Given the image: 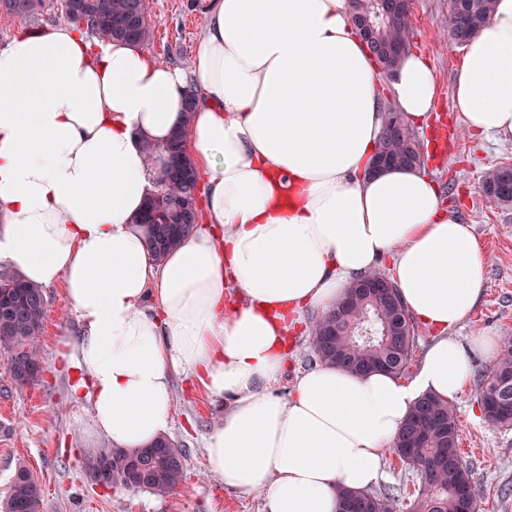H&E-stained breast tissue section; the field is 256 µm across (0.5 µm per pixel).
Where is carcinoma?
Returning a JSON list of instances; mask_svg holds the SVG:
<instances>
[{"instance_id": "1", "label": "carcinoma", "mask_w": 512, "mask_h": 512, "mask_svg": "<svg viewBox=\"0 0 512 512\" xmlns=\"http://www.w3.org/2000/svg\"><path fill=\"white\" fill-rule=\"evenodd\" d=\"M352 21L359 26L374 23L375 44H398L402 54L392 58L388 68L397 69L402 56L412 51L409 13L392 17L377 14L376 0H351ZM495 0H449L448 39L465 45L493 12ZM51 9L58 19L84 26L95 38L130 40L141 45L151 40V23L146 0H0V10L35 13ZM397 111L385 115L384 131L375 157L385 156L398 167L422 164L420 139L406 123L394 129ZM169 166L158 180L139 217L156 260L161 261L177 246L181 236L192 228L194 216L186 213V198L192 195L197 178L193 160L183 151L182 140L174 138L163 147ZM484 196L495 204H512V166L489 170L481 185ZM386 274L372 269L349 287L355 299L349 306H338L319 316L311 327V360L340 365L349 370H380L399 375L409 363L415 345V330L396 287L385 296L359 291L373 279ZM46 313L42 289L8 272H0V352L8 354V367L14 383L30 385L37 378L40 364L39 342ZM477 398L492 400V421L500 428L512 427V337L504 339L499 357L481 371ZM393 453L420 477L423 489L411 512H478L476 501L464 491L472 485L471 470L459 448V423L455 406L434 396L421 397L405 422ZM105 463L112 486L142 489L159 496L173 493L185 478V456L168 437H160L143 448H99L89 458V468ZM42 489L32 471L19 464L0 512H37ZM368 512H395L394 494H364Z\"/></svg>"}]
</instances>
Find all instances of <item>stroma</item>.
I'll use <instances>...</instances> for the list:
<instances>
[{"label":"stroma","instance_id":"1","mask_svg":"<svg viewBox=\"0 0 512 512\" xmlns=\"http://www.w3.org/2000/svg\"><path fill=\"white\" fill-rule=\"evenodd\" d=\"M152 39L146 51L158 61L187 66L205 26L195 0H147ZM448 0H413L410 23L413 50L434 70L439 100L438 118L420 131L421 141L438 150L425 154L424 169L436 179L443 202L464 223L473 225L487 277L479 301L453 334L465 338L482 331L512 336V204L493 205L481 192V182L493 167L512 165V139L498 140L467 132L451 110V95L463 50L449 44ZM46 317L40 338V371L29 386L17 387L0 355V497L17 464L27 465L42 488L39 512H265L262 493H242L224 486L211 474L204 441L224 418V399L211 396L196 382L173 381V443L186 451V475L169 496L145 490L102 489L87 472V460L105 438L92 433L87 407L71 402L72 370L60 364L56 352L79 335L65 284L44 290ZM315 312L304 315L278 385L287 395L296 377L307 370ZM461 452L473 471L479 512H512V428L491 426L483 418L474 388L455 400ZM376 491L397 487V512H407L421 487L419 477L398 457L386 454Z\"/></svg>","mask_w":512,"mask_h":512}]
</instances>
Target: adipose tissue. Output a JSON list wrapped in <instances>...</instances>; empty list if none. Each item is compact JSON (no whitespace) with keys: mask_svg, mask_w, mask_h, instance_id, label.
<instances>
[{"mask_svg":"<svg viewBox=\"0 0 512 512\" xmlns=\"http://www.w3.org/2000/svg\"><path fill=\"white\" fill-rule=\"evenodd\" d=\"M201 10L185 68L136 43L89 49L71 23L0 48V262L28 283L66 284L81 335L59 359L96 435L120 448L164 435L183 375L230 399L205 443L226 487L263 493L267 512H338V489L378 482L420 396L459 397L475 358L499 348L490 332L451 334L486 278L472 225L448 214L423 168L370 170L387 105L429 124L435 74L411 52L384 78L349 0ZM451 109L469 132L512 139V0H496L466 44ZM179 132L204 178L199 219L159 262L137 218ZM384 257L433 333L417 375L319 364L280 396L305 312L332 310ZM233 288L243 299L231 307Z\"/></svg>","mask_w":512,"mask_h":512,"instance_id":"adipose-tissue-1","label":"adipose tissue"}]
</instances>
